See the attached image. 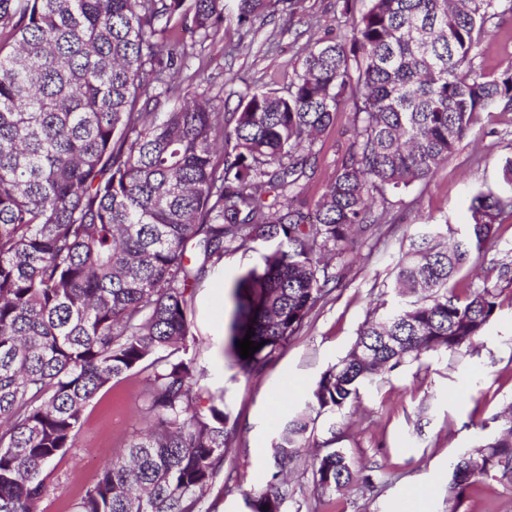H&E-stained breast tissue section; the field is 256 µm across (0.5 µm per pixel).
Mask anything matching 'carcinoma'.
I'll list each match as a JSON object with an SVG mask.
<instances>
[{
	"instance_id": "1",
	"label": "carcinoma",
	"mask_w": 512,
	"mask_h": 512,
	"mask_svg": "<svg viewBox=\"0 0 512 512\" xmlns=\"http://www.w3.org/2000/svg\"><path fill=\"white\" fill-rule=\"evenodd\" d=\"M350 41H317L285 92L246 88L234 125L224 101L193 84L157 108L186 68L162 50L172 22L216 36L224 13L252 23L266 0H0V512H39L47 474L73 447L89 403L112 380L147 373L151 426L84 486L73 512H214L241 488L224 469L238 421L204 398L193 357L199 283L228 251L273 243L261 269L230 288L224 350L248 378L299 331L336 283L331 260L377 201L426 179L481 114L512 111V61L475 68L480 33L502 0H367ZM354 101L355 138L315 203L302 183L314 144ZM510 189L477 193L470 223L425 224L396 265L413 301L369 319L349 352L314 383L305 407L277 426L273 472L247 492L251 512H285L283 473L296 466L311 412L334 413L384 369L457 351L495 315L494 290L458 288L466 267L512 215ZM252 330L260 345L242 358ZM500 434L454 464L456 496L491 470L512 482V411ZM318 500L373 476L333 448L313 462Z\"/></svg>"
}]
</instances>
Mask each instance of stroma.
<instances>
[{"label":"stroma","instance_id":"35a3bbf8","mask_svg":"<svg viewBox=\"0 0 512 512\" xmlns=\"http://www.w3.org/2000/svg\"><path fill=\"white\" fill-rule=\"evenodd\" d=\"M366 0H297L285 9L280 0L254 24H239L228 13L219 35L199 42L188 27H177L173 42L193 46L189 71L202 87L235 112L244 85L282 90L319 40L351 37ZM512 55V13L489 21L474 60L485 74L498 73ZM354 107L345 103L318 138L317 168L304 184L306 202L316 201L334 178L353 136ZM512 159V112L482 114L456 153L426 180L389 195L378 225L356 232L346 253L336 259L340 278L310 314L298 335L259 373L237 375L224 354L230 321L229 286L260 266L266 245L260 241L227 253L198 286L194 332L201 345L197 362L205 383L240 426L226 466L262 482L272 472L271 442L277 425L298 410L321 373L344 357L367 318H381L401 299L394 284L396 265L418 225L446 223L464 230L471 197L504 188L503 167ZM478 276L492 287L497 309L483 336L457 352L425 353L384 373L361 388L351 406L317 418L305 452L291 474L293 495L287 512H402L415 501L416 512H512V483L497 472L484 475L486 494L453 496L452 463L499 431L496 414L512 406V280L499 278V263H512V218L499 228L494 247ZM143 375L112 380L87 407L74 447L49 475V493L40 512H70L83 483L103 463L123 451L132 435L146 430L140 413ZM342 449L353 467L372 470L373 489L354 485L317 505L312 463L317 451Z\"/></svg>","mask_w":512,"mask_h":512}]
</instances>
